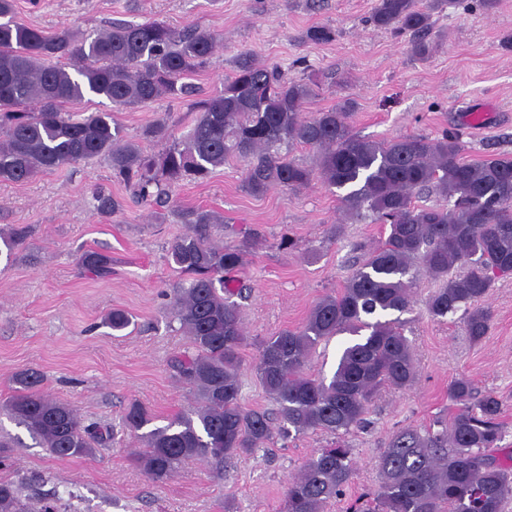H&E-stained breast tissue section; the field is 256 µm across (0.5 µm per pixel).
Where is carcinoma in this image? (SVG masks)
Returning <instances> with one entry per match:
<instances>
[{
	"mask_svg": "<svg viewBox=\"0 0 512 512\" xmlns=\"http://www.w3.org/2000/svg\"><path fill=\"white\" fill-rule=\"evenodd\" d=\"M459 3L376 0L370 22L410 37L411 53L425 59L433 12ZM14 14L15 0H0V181L25 182L103 157L112 174L133 187L135 201L163 207L179 182L205 180L237 158L247 162L242 189L250 195L292 190L318 178L343 191L339 200L348 215H371L388 230L338 293L320 299L300 326L259 343L255 370L276 404L270 413L241 404L244 328L239 305L224 297V275L242 267L259 233L226 246L214 239L223 216L204 207L174 210L187 231L169 248L185 276L174 288L172 314L190 350L175 356L172 367L200 406L148 431L151 410L136 401L127 407L123 426L143 447L135 463L152 483L166 482L188 460L206 461L222 473L231 459L252 454L276 433L340 435L364 426L381 388L403 389L416 378L411 341L394 313L408 311L422 272L444 281L427 301L432 319L441 322L462 309L467 335L479 341L487 334L491 313L478 301L494 278L512 274V157L469 162L459 135L448 132L380 143L360 139L350 130L349 99L308 118L304 108L316 82L290 79L251 51L237 55L221 94L199 100L191 79L217 47L206 29L146 21L118 22L89 35L69 27L46 34L16 22ZM334 37L332 28L315 25L302 40L327 43ZM88 95L122 107H143L163 96L193 99L198 116L184 139L164 118L147 126L143 138L166 143L162 152L148 154L126 137L112 113L68 111ZM293 143L315 150L316 165L282 153ZM434 191L445 204H415ZM93 198L101 214L121 207L103 190ZM29 235L26 225L0 233L6 258ZM466 264L468 271L456 272ZM81 265L96 278L112 272L111 258L97 251L85 253ZM106 323L121 332L131 318L114 308ZM341 333L353 339L331 378L307 373L317 344ZM17 383L10 413L53 456L88 457L114 442L112 427L84 426L77 409L46 395L39 372H24ZM448 396L455 411L441 429L404 428L391 436L378 457V489L356 499L348 512H503L512 499V458L495 455L502 439L500 402L490 393L477 396L466 377L449 384ZM353 472L343 442L319 449L289 483L284 512H323L342 496ZM0 512H29L20 487L10 481L0 480Z\"/></svg>",
	"mask_w": 512,
	"mask_h": 512,
	"instance_id": "1",
	"label": "carcinoma"
}]
</instances>
